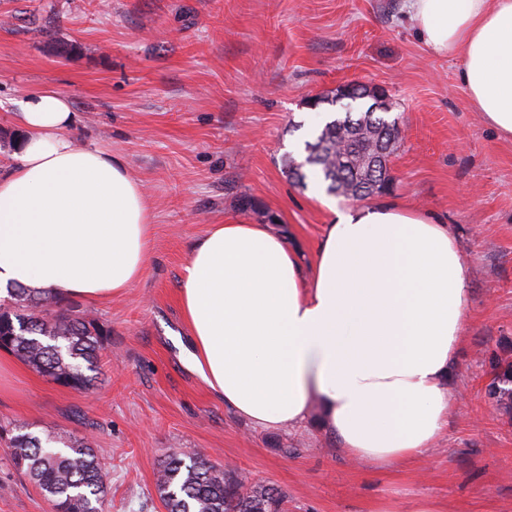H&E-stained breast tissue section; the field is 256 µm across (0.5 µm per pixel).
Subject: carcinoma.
I'll return each instance as SVG.
<instances>
[{"label": "carcinoma", "instance_id": "cac0c4a2", "mask_svg": "<svg viewBox=\"0 0 512 512\" xmlns=\"http://www.w3.org/2000/svg\"><path fill=\"white\" fill-rule=\"evenodd\" d=\"M398 118L370 109L346 112L304 142L305 164L320 169L326 191L364 199L378 192L365 157L377 147H400ZM284 173L306 186L298 162L283 160ZM103 329L87 311L49 292L15 287L0 298V349L49 380L76 390L94 385ZM490 395L512 406V362L492 360ZM12 460L51 503L53 512H104L105 471L86 442L58 434L20 432L11 437ZM156 489L165 512H283L284 495L269 485L250 484L237 472L198 452L167 456Z\"/></svg>", "mask_w": 512, "mask_h": 512}]
</instances>
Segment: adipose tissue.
Segmentation results:
<instances>
[{"instance_id": "1", "label": "adipose tissue", "mask_w": 512, "mask_h": 512, "mask_svg": "<svg viewBox=\"0 0 512 512\" xmlns=\"http://www.w3.org/2000/svg\"><path fill=\"white\" fill-rule=\"evenodd\" d=\"M420 42L460 57L476 111L512 136V0H406ZM0 175V291L105 300L141 276L151 222L140 183L110 151L77 145L68 98L25 96ZM311 276L265 224H219L193 245L179 304L188 360L261 429L320 404L328 431L386 467L422 456L448 424L469 270L447 225L394 204L328 205Z\"/></svg>"}]
</instances>
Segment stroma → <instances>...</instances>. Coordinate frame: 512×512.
Listing matches in <instances>:
<instances>
[{"label":"stroma","instance_id":"1","mask_svg":"<svg viewBox=\"0 0 512 512\" xmlns=\"http://www.w3.org/2000/svg\"><path fill=\"white\" fill-rule=\"evenodd\" d=\"M404 0H0V133L18 100L52 86L77 143L123 159L154 221L141 278L117 297L74 298L104 329L99 374L79 392L0 350V512H52L8 453L16 427L96 448L106 512H164L157 473L198 452L278 488L285 512H512V413L488 393L512 360V139L473 112L461 60L430 54ZM66 56H58L60 47ZM358 82L386 91L402 130L389 193L446 224L470 269L448 426L425 457L380 468L341 448L313 408L297 428L259 429L189 365L178 302L194 242L216 224H262L304 274L330 213L282 172L337 113L311 98ZM248 196L256 209L244 210Z\"/></svg>","mask_w":512,"mask_h":512}]
</instances>
